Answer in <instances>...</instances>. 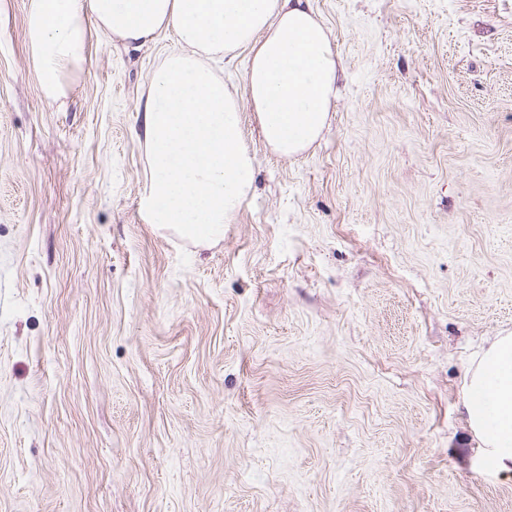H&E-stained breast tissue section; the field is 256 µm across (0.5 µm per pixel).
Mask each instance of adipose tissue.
I'll return each instance as SVG.
<instances>
[{"label":"adipose tissue","instance_id":"adipose-tissue-1","mask_svg":"<svg viewBox=\"0 0 512 512\" xmlns=\"http://www.w3.org/2000/svg\"><path fill=\"white\" fill-rule=\"evenodd\" d=\"M309 0H30L27 39L48 94L83 61L85 20L137 47L163 30L182 52L152 73L143 106L152 224L206 245L224 237L255 182L234 96L208 60L248 49L247 99L281 157L322 133L336 97L338 57ZM488 467L512 471V336H498L470 374L464 400Z\"/></svg>","mask_w":512,"mask_h":512}]
</instances>
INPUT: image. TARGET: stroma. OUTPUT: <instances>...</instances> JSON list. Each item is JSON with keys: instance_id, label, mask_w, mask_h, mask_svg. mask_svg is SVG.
<instances>
[{"instance_id": "1", "label": "stroma", "mask_w": 512, "mask_h": 512, "mask_svg": "<svg viewBox=\"0 0 512 512\" xmlns=\"http://www.w3.org/2000/svg\"><path fill=\"white\" fill-rule=\"evenodd\" d=\"M341 69L224 238L141 210L170 32L48 95L0 0V512H512L463 408L512 334V0H310Z\"/></svg>"}]
</instances>
